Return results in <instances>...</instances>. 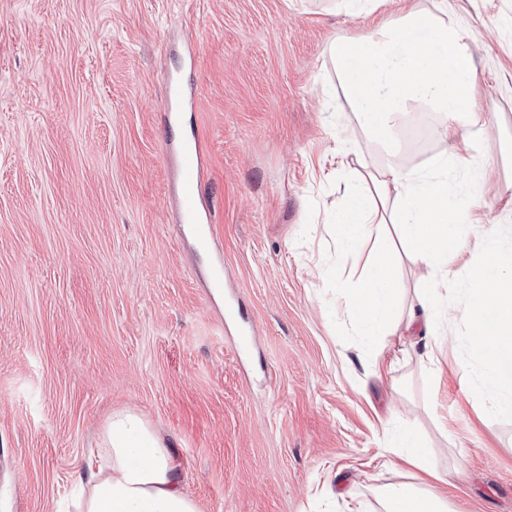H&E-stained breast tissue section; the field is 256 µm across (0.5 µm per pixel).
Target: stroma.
<instances>
[{
  "label": "stroma",
  "instance_id": "35a3bbf8",
  "mask_svg": "<svg viewBox=\"0 0 512 512\" xmlns=\"http://www.w3.org/2000/svg\"><path fill=\"white\" fill-rule=\"evenodd\" d=\"M409 2L447 7L472 38L484 180L461 170L453 186L473 223H510L512 0ZM372 24L338 0H0V512H57L125 410L175 448L199 512H358L371 489L415 481L391 464L403 431L461 512H512V412L464 371L479 248L448 264L435 361L422 337L389 336L392 367L374 374L336 297L354 260L327 216L384 154L328 46ZM175 76L197 85L178 125ZM191 133L207 248L173 207Z\"/></svg>",
  "mask_w": 512,
  "mask_h": 512
}]
</instances>
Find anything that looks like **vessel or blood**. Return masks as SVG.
<instances>
[{
  "instance_id": "1",
  "label": "vessel or blood",
  "mask_w": 512,
  "mask_h": 512,
  "mask_svg": "<svg viewBox=\"0 0 512 512\" xmlns=\"http://www.w3.org/2000/svg\"><path fill=\"white\" fill-rule=\"evenodd\" d=\"M203 151L199 139L181 141L178 150V219L200 242L212 238L213 214L203 198Z\"/></svg>"
}]
</instances>
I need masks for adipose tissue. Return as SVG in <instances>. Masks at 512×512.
<instances>
[{"label":"adipose tissue","mask_w":512,"mask_h":512,"mask_svg":"<svg viewBox=\"0 0 512 512\" xmlns=\"http://www.w3.org/2000/svg\"><path fill=\"white\" fill-rule=\"evenodd\" d=\"M330 52L354 110L373 141L389 152L351 204L331 218L347 248L364 241L375 247L367 276L343 294L345 307L365 339L405 330L438 340L448 324L441 292L448 284V247L479 238L486 258L469 271L473 302L464 313L475 360L470 377L492 388L496 409L511 412L512 249L501 245L498 230L476 236L469 204L452 187L453 174L467 164L458 141L470 140L488 123L474 95L478 69L464 33L450 14L410 9L359 37L333 42ZM414 111L436 119L435 135L443 145L425 172L404 167L390 137L400 116ZM390 226L407 244V260L427 268L433 282L402 319L395 315L402 290L389 261ZM391 451L425 477L376 492L379 512H459L433 491L439 475L429 449L405 432L393 439ZM62 512H198V507L182 489L174 449L139 414L121 411L104 422L98 454L87 459Z\"/></svg>","instance_id":"ef3b65f1"}]
</instances>
